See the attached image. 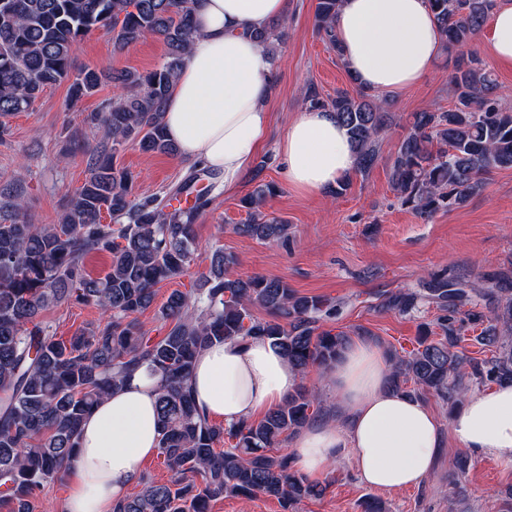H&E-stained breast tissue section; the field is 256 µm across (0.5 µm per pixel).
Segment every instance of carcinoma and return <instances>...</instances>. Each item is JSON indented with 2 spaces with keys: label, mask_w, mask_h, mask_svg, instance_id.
<instances>
[{
  "label": "carcinoma",
  "mask_w": 512,
  "mask_h": 512,
  "mask_svg": "<svg viewBox=\"0 0 512 512\" xmlns=\"http://www.w3.org/2000/svg\"><path fill=\"white\" fill-rule=\"evenodd\" d=\"M499 2L428 0L452 59L453 104L413 113L391 163L401 205L424 219L466 204L492 171L512 169V109L503 106L496 79L471 49ZM195 3L0 0V140L9 130L5 118L28 111L45 88L70 78L72 48L89 33L107 31L118 49L146 35L161 37L166 46L165 63L150 71L84 68L73 78L76 97L106 82L116 92L86 118L100 139L84 150L88 176L58 223H30L23 188L0 186V508L7 512H33L46 484L75 461L92 408L142 369L162 377L160 455L171 478L143 482L114 512H209L215 500L258 495L293 512L327 489L303 477L278 449L322 413L317 389L300 385L263 418L226 427L198 410L189 381L204 348L248 337L272 340L302 375L314 365L326 369L351 341L345 331L323 328L340 312L335 302L300 296L280 279L231 278L226 270L234 257L217 248L200 287L174 289L159 307L161 335H150L138 318L153 306L159 284L188 271L195 225L220 195L221 175L195 167L163 195L139 194L119 162L128 144L177 154L162 115L195 33ZM338 5L316 0L315 12L318 33L340 58ZM252 34L272 55L286 26L272 21ZM300 102L331 112L347 129L356 171L378 161L380 137L392 122L385 100L364 89L324 97L308 85ZM269 162L266 157L256 167L257 186L242 200L246 223L234 231L286 245L289 225L264 211L266 198L277 192L260 181ZM185 197L191 202L175 206ZM103 253L112 257L109 269L93 277L85 261ZM71 303L94 305L101 321L64 340L41 313ZM423 303L437 310L435 323L421 327L416 349L389 355L394 391L452 406L471 386L512 382V272L495 273L482 285L431 273L417 290L381 293L375 309L407 315ZM257 308L267 317L257 316ZM470 328L480 329L475 340L493 349L491 357H472L460 348ZM225 440L229 447H217Z\"/></svg>",
  "instance_id": "1"
}]
</instances>
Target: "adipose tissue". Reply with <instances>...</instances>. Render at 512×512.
Segmentation results:
<instances>
[{"mask_svg":"<svg viewBox=\"0 0 512 512\" xmlns=\"http://www.w3.org/2000/svg\"><path fill=\"white\" fill-rule=\"evenodd\" d=\"M290 0H197V33L164 109L169 139L182 161L223 171L225 188L251 171L271 126L273 61L254 28L285 18ZM490 50L512 65V5L489 18ZM336 36L347 70L364 88L406 90L430 74L441 31L427 0H341ZM285 181L315 194L351 175L356 157L347 130L329 112L306 109L289 122L278 146ZM390 363L371 341L350 342L321 376L336 398L338 421L303 429L288 453L309 477L352 457L359 481L403 489L423 482L444 446V432L476 457L512 463V383L467 394L447 423L423 402L393 391ZM157 378L137 372L98 403L82 427L66 473L65 512H113L137 483L139 464L159 451ZM299 384L279 348L252 337L216 343L197 358L191 386L209 418L231 425L283 404Z\"/></svg>","mask_w":512,"mask_h":512,"instance_id":"adipose-tissue-1","label":"adipose tissue"}]
</instances>
